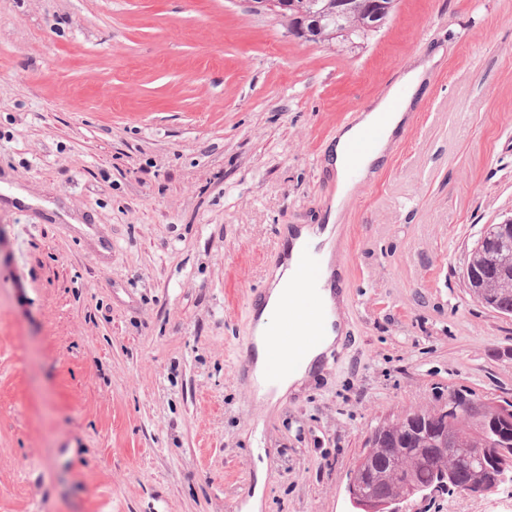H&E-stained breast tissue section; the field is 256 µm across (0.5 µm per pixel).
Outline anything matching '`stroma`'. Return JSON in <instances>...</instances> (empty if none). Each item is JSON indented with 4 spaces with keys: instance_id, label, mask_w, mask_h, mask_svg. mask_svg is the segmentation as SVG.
<instances>
[{
    "instance_id": "1",
    "label": "stroma",
    "mask_w": 512,
    "mask_h": 512,
    "mask_svg": "<svg viewBox=\"0 0 512 512\" xmlns=\"http://www.w3.org/2000/svg\"><path fill=\"white\" fill-rule=\"evenodd\" d=\"M427 60L339 216L347 341L258 405L280 227L321 223L337 129ZM510 218L512 0H398L360 49L244 0H0V512H351L371 429L512 401V316L464 279ZM406 512H512V484Z\"/></svg>"
}]
</instances>
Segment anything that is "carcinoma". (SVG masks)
Listing matches in <instances>:
<instances>
[{
    "label": "carcinoma",
    "instance_id": "carcinoma-1",
    "mask_svg": "<svg viewBox=\"0 0 512 512\" xmlns=\"http://www.w3.org/2000/svg\"><path fill=\"white\" fill-rule=\"evenodd\" d=\"M468 288L485 307L512 315V230L507 233L488 226L477 240L466 267ZM455 413L448 419L434 418L430 411L421 414L428 426L408 431L401 426L387 430L380 442L384 465L375 469L365 484L371 496L407 495L411 490L432 488L440 474L450 470L458 474L463 489L492 485L491 475L475 458L476 449L500 446L509 449L508 441L483 419L470 412L475 403L469 390L448 391ZM448 436L445 455H430L441 437Z\"/></svg>",
    "mask_w": 512,
    "mask_h": 512
}]
</instances>
